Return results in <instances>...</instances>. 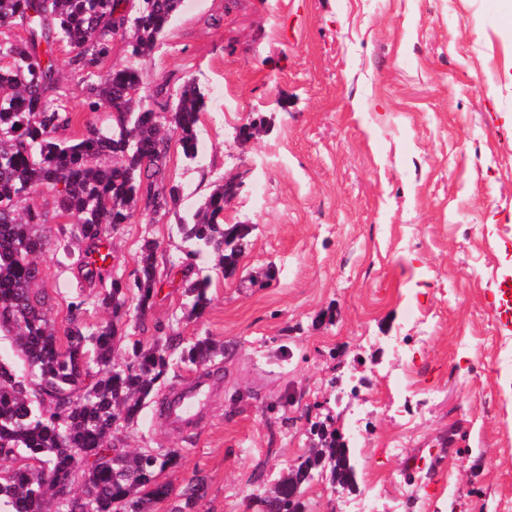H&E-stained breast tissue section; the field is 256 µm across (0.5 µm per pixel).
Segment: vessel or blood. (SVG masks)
I'll return each mask as SVG.
<instances>
[{
  "instance_id": "b4317fda",
  "label": "vessel or blood",
  "mask_w": 512,
  "mask_h": 512,
  "mask_svg": "<svg viewBox=\"0 0 512 512\" xmlns=\"http://www.w3.org/2000/svg\"><path fill=\"white\" fill-rule=\"evenodd\" d=\"M221 387L207 374L196 375L169 393L161 403V419L169 427L185 429L218 397Z\"/></svg>"
}]
</instances>
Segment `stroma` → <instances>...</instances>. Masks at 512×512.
Instances as JSON below:
<instances>
[{"label":"stroma","mask_w":512,"mask_h":512,"mask_svg":"<svg viewBox=\"0 0 512 512\" xmlns=\"http://www.w3.org/2000/svg\"><path fill=\"white\" fill-rule=\"evenodd\" d=\"M499 0H184L144 63L150 86L193 78L223 90L199 122L201 156L171 143L166 177L181 211L215 182L242 176L224 221L250 227L234 274L211 270L202 317L186 309L193 272L176 216L137 209L109 229L112 275L132 282L155 246L157 293L116 346L168 336L224 347L207 362L222 395L181 431L158 416L163 395L198 374L171 362L129 451L181 449L162 473L177 512L190 477L195 512H259L274 482L331 420L356 469L351 487L318 476L306 512H499L512 504V33ZM59 104L77 139L96 113L90 89L129 62L112 41L93 72L58 45ZM263 126L248 144L239 128ZM50 246L70 240L55 191L34 196ZM38 287L57 335L67 305L103 322L98 289L64 255L43 258Z\"/></svg>","instance_id":"1"}]
</instances>
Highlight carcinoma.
I'll use <instances>...</instances> for the list:
<instances>
[{
  "label": "carcinoma",
  "mask_w": 512,
  "mask_h": 512,
  "mask_svg": "<svg viewBox=\"0 0 512 512\" xmlns=\"http://www.w3.org/2000/svg\"><path fill=\"white\" fill-rule=\"evenodd\" d=\"M127 0H0V28L21 24L27 37L0 45V333L11 337L31 370L30 385L16 380L0 364V458L22 464L0 473V512H46L57 499L56 512H154L172 487L160 474L179 464L177 449L129 452L114 443L117 422L138 421L146 399L169 364L173 338L149 346H133L132 362L114 363L117 337L126 316V290L137 289V313L144 315L155 297L154 247L141 250L132 284L112 278L109 267L91 269L84 255L99 233L131 219L134 209L161 215L179 210L182 190L166 179L171 138L161 130L154 104L145 102L141 61L182 7V0H139L137 16L123 11ZM130 23L133 61L112 69L92 89L88 109L104 116L82 138L55 137L73 120L72 112L53 103L57 70L54 46L76 52L80 66L91 71L107 57L112 34ZM208 92L188 79L177 92L173 109L162 106L184 158L198 162L197 127L208 110ZM47 187L56 191L62 214L72 219L70 237L87 244L76 265L88 284H100V305L110 320L95 327L81 322L84 301L70 303V326L61 343L47 315L46 295L36 288L38 258L48 242L33 227L44 222L30 203ZM239 190L233 180L219 182L193 212L179 217L185 256L212 257L232 274L245 248L248 232L240 224H224L227 198ZM210 276L197 272L185 289L190 312L202 315L210 303ZM221 352L212 340L199 339L182 351L180 360L205 363ZM320 447L256 495L263 512H304L302 486L314 471H326L332 482L355 481V467L343 444L319 440ZM84 472V490L71 492L74 474ZM183 512H193L204 497L200 478L182 493Z\"/></svg>",
  "instance_id": "obj_1"
}]
</instances>
